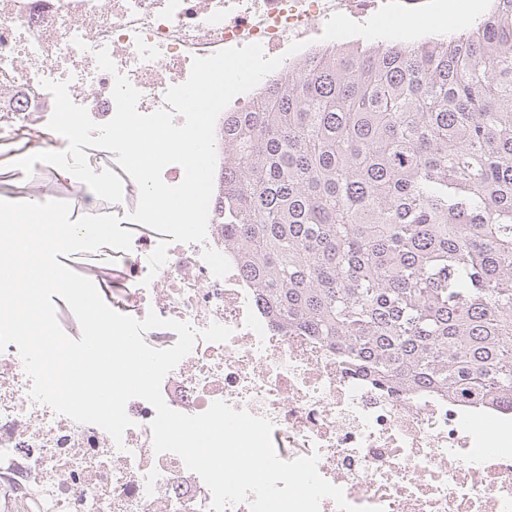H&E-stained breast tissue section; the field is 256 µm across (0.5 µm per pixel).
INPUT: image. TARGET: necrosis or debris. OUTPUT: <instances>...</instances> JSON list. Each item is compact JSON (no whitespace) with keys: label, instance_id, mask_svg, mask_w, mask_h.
Instances as JSON below:
<instances>
[{"label":"necrosis or debris","instance_id":"4bbe7bcc","mask_svg":"<svg viewBox=\"0 0 512 512\" xmlns=\"http://www.w3.org/2000/svg\"><path fill=\"white\" fill-rule=\"evenodd\" d=\"M341 0H0V148L21 159L67 142L47 127L54 99L43 81L67 82L71 99L94 122L115 114L112 90L125 76L151 113L192 61L230 47L261 44L284 55ZM107 50L115 72L100 70ZM97 171L124 182L121 202L106 205L89 188L73 196L77 215L111 213L131 231L129 251L81 253L74 271L98 282L114 310L148 312L231 328L224 343L197 340L164 378L172 409L195 415L213 402L270 420L281 459L318 453L322 477L356 506L384 512H512V407L397 395L352 372L314 337L282 333L229 257L209 205L206 238L173 242L156 276L148 257L163 233L129 221L139 190L113 152L88 149ZM16 345L0 350V512H210L203 480L173 453H156V412L131 399L134 425L121 443L30 396Z\"/></svg>","mask_w":512,"mask_h":512}]
</instances>
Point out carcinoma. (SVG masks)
Instances as JSON below:
<instances>
[{
    "mask_svg": "<svg viewBox=\"0 0 512 512\" xmlns=\"http://www.w3.org/2000/svg\"><path fill=\"white\" fill-rule=\"evenodd\" d=\"M220 136L224 245L281 330L391 392L512 404V0L311 51Z\"/></svg>",
    "mask_w": 512,
    "mask_h": 512,
    "instance_id": "1",
    "label": "carcinoma"
}]
</instances>
